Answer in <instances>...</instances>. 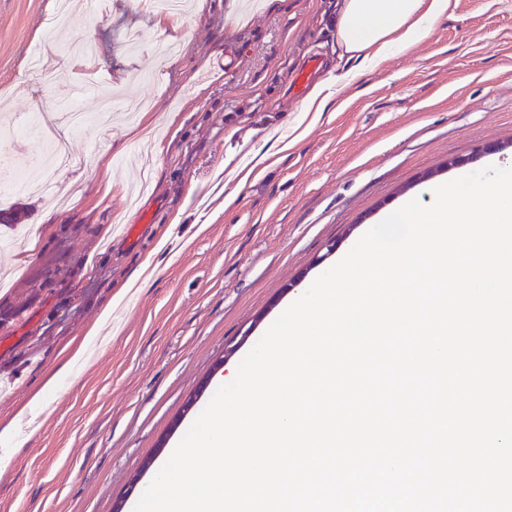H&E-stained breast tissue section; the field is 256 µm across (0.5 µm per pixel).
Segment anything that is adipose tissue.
Masks as SVG:
<instances>
[{"mask_svg":"<svg viewBox=\"0 0 512 512\" xmlns=\"http://www.w3.org/2000/svg\"><path fill=\"white\" fill-rule=\"evenodd\" d=\"M449 0H341L336 15V44L347 60L368 68L423 41L448 14ZM102 312L75 350L49 377L32 401L47 406L59 379L86 361L88 343L109 320Z\"/></svg>","mask_w":512,"mask_h":512,"instance_id":"1","label":"adipose tissue"}]
</instances>
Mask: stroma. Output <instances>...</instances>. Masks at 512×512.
Listing matches in <instances>:
<instances>
[{
	"label": "stroma",
	"instance_id": "1",
	"mask_svg": "<svg viewBox=\"0 0 512 512\" xmlns=\"http://www.w3.org/2000/svg\"><path fill=\"white\" fill-rule=\"evenodd\" d=\"M55 2L0 0V156L31 185L8 198L23 223L0 224V427L27 411L0 512H112L338 253L432 184L512 167V0H450L425 40L332 89L323 112L295 79L313 58L317 81L335 73L336 0L232 17L228 0H190L175 21L143 0H66L71 37L95 25L73 70L45 58ZM107 99L100 126L58 120ZM51 137L73 166L28 164ZM47 180L57 197L36 192ZM147 259L154 275L112 304ZM107 307L86 364L28 410Z\"/></svg>",
	"mask_w": 512,
	"mask_h": 512
}]
</instances>
